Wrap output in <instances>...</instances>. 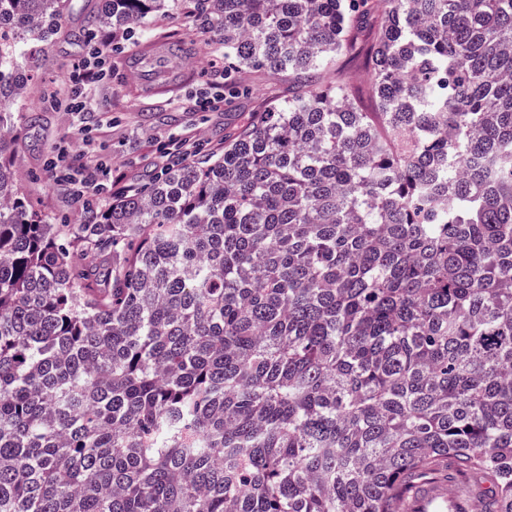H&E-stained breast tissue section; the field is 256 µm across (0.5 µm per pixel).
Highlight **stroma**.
Instances as JSON below:
<instances>
[{
  "mask_svg": "<svg viewBox=\"0 0 512 512\" xmlns=\"http://www.w3.org/2000/svg\"><path fill=\"white\" fill-rule=\"evenodd\" d=\"M98 4L99 0H70L62 31L37 58L35 78L22 101L23 106H36L38 119H17L14 167L22 190L34 209L57 224H82L87 219L70 185L57 181L46 167L47 159L60 149H67L66 163L72 170L90 161L102 165L106 190L97 207L103 210L113 196L160 175L167 166L160 153L165 144L190 136L196 140V157L223 153L225 136L249 113L288 94L287 74L246 68L238 81L248 86V94L223 111L202 110V99L224 90V48L190 19L159 14L126 41L109 31L98 34V42L114 47L111 68L104 80L90 82L84 112H66L62 104L69 96V76L89 47L82 30ZM168 34L193 43L194 53L173 64L170 84L142 92L126 62L142 46Z\"/></svg>",
  "mask_w": 512,
  "mask_h": 512,
  "instance_id": "stroma-1",
  "label": "stroma"
}]
</instances>
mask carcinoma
I'll return each instance as SVG.
<instances>
[{"label":"carcinoma","mask_w":512,"mask_h":512,"mask_svg":"<svg viewBox=\"0 0 512 512\" xmlns=\"http://www.w3.org/2000/svg\"><path fill=\"white\" fill-rule=\"evenodd\" d=\"M67 5L0 0V512H512V0H101L291 94L52 224L14 113ZM365 32L370 112L322 82ZM433 485L448 491V496L440 489L424 487L419 492L416 501V508L422 510V512H438L433 510H441L443 506L437 504V501L442 499L448 503V497L457 501L458 508L455 512H472L476 493L478 490L488 487L489 482L485 477H474L456 484L441 480Z\"/></svg>","instance_id":"carcinoma-1"}]
</instances>
